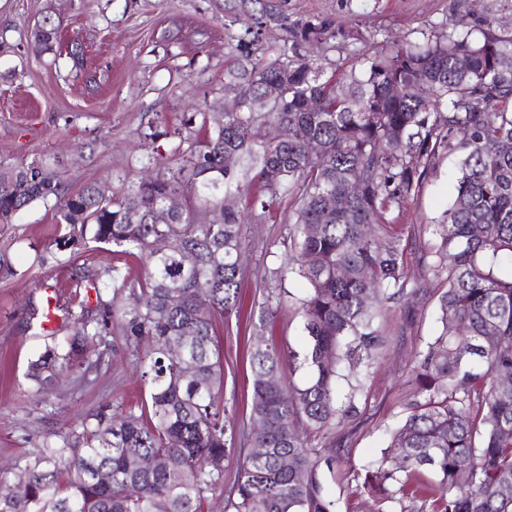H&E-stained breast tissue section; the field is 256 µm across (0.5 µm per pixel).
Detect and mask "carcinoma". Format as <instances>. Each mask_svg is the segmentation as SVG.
I'll return each mask as SVG.
<instances>
[{
    "mask_svg": "<svg viewBox=\"0 0 512 512\" xmlns=\"http://www.w3.org/2000/svg\"><path fill=\"white\" fill-rule=\"evenodd\" d=\"M290 36L265 43L246 28L230 49L246 48L249 67L228 71L225 85L248 87L251 100L224 104L217 119L186 113L183 126L199 115L202 125L174 148L184 165L130 182L117 199L94 183L70 190L43 161L0 163V224L51 202L64 226L57 248L112 245L144 268L139 279L104 270L113 288L99 302L104 317L67 312L72 335L30 363L36 394L62 370L92 365L89 346L110 323L134 347L149 391L145 413L100 410L38 449L24 491L1 468L0 512H204L216 495L224 512H338L324 480L336 471V429L360 415L383 323L421 291L395 213L445 157L457 159L455 194L421 256L422 281L444 284L440 329L409 362V400L388 445L349 480L376 512H512V276L498 272L512 266V34L379 48L349 32L364 43L359 66L325 80L317 50L336 36L335 21H301ZM59 37L46 12L32 49L55 52ZM271 82L282 87L273 105L264 101ZM259 126L268 137H255ZM256 182L269 200H292L287 272L303 283L308 341L288 352L286 372L280 350L254 348L241 431L224 405L213 319L237 313L246 214L232 200ZM184 193L223 222L180 209L157 223L169 197ZM238 434L249 447L238 449L226 490L214 461Z\"/></svg>",
    "mask_w": 512,
    "mask_h": 512,
    "instance_id": "cac0c4a2",
    "label": "carcinoma"
}]
</instances>
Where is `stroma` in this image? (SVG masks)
Instances as JSON below:
<instances>
[{
    "label": "stroma",
    "instance_id": "stroma-1",
    "mask_svg": "<svg viewBox=\"0 0 512 512\" xmlns=\"http://www.w3.org/2000/svg\"><path fill=\"white\" fill-rule=\"evenodd\" d=\"M240 9L241 0H0V161L55 160L71 189L94 183L111 195L140 176L178 168L183 159L174 148L188 134L182 116L197 103L210 113L223 111L224 74L241 60L230 46L249 26L261 40L280 43L298 22L335 20L343 32L323 52L329 73L356 65L361 45L349 39L352 31L379 46L391 36L423 42L441 30L460 31L465 22L476 39L485 31L512 32V0H263L249 14ZM47 11L61 21L60 57L36 55L30 45L34 24ZM75 44L84 54L79 70L65 56ZM154 131L158 139L148 141ZM456 177L454 162L441 159L404 208L409 275L419 273L428 226L447 208ZM289 209L283 197L264 217L242 224L241 313L214 319L224 350V403L242 425L259 337L272 333L285 350H301L306 342L295 311L301 285L284 273ZM59 232L54 209L40 202L0 224V466L25 464L37 448L105 404L135 407L148 394L123 337L109 333L101 339L100 364L67 373L37 395L28 365L68 332H39L29 318V299L51 295L59 309L76 312L112 298L103 276L115 266L111 246L60 250L54 244ZM118 269L123 276L139 273L134 266ZM438 288L428 284L389 319L388 345L359 398L363 421L337 433L349 450L325 480L339 512H374L372 500L348 484L346 474L387 445L386 429L400 418L408 389L406 362L436 330ZM270 293L281 306L268 331L263 302Z\"/></svg>",
    "mask_w": 512,
    "mask_h": 512
}]
</instances>
